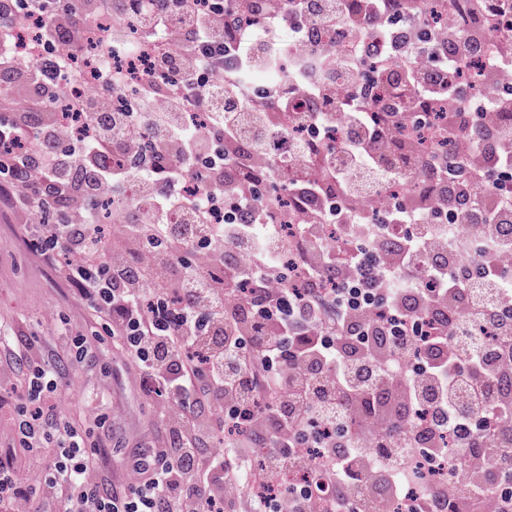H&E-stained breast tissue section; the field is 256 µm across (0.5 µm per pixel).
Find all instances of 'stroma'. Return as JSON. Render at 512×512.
Returning a JSON list of instances; mask_svg holds the SVG:
<instances>
[{
    "label": "stroma",
    "mask_w": 512,
    "mask_h": 512,
    "mask_svg": "<svg viewBox=\"0 0 512 512\" xmlns=\"http://www.w3.org/2000/svg\"><path fill=\"white\" fill-rule=\"evenodd\" d=\"M32 235L31 225L18 223L12 211L0 207V326L38 341L52 339L64 325L87 332L92 316L54 270L29 250ZM92 347L93 357L65 363L74 385L61 400L73 420L94 435L104 456L116 452L126 458L133 454L139 433L156 429L159 423L130 368L102 373L103 360L112 355L111 340L93 341ZM93 403L127 418V425L99 427L89 413Z\"/></svg>",
    "instance_id": "1"
}]
</instances>
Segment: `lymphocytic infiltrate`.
<instances>
[{"mask_svg":"<svg viewBox=\"0 0 512 512\" xmlns=\"http://www.w3.org/2000/svg\"><path fill=\"white\" fill-rule=\"evenodd\" d=\"M464 2L466 27L424 41L411 0H0V202L37 226L33 250L104 320L162 425L102 491L106 459L56 397L70 379L43 345L0 339L29 458L0 466V512H512V0ZM134 13L140 76L110 63L119 32L89 28ZM35 17L40 50L22 69L16 34ZM324 35L345 54L319 50ZM92 37L96 95L73 108L93 133L76 140L55 98L85 80ZM279 44L301 69L254 93L248 74ZM473 60L492 93L453 86ZM298 127L274 156L272 138ZM356 170L377 191L425 179L373 218ZM182 218L205 235L175 234ZM369 432L380 449L363 448ZM450 442L468 451L467 502L434 476ZM308 457L314 478L287 482Z\"/></svg>","mask_w":512,"mask_h":512,"instance_id":"lymphocytic-infiltrate-1","label":"lymphocytic infiltrate"}]
</instances>
